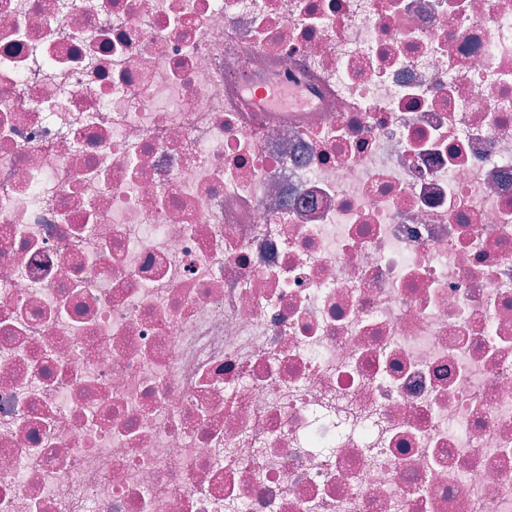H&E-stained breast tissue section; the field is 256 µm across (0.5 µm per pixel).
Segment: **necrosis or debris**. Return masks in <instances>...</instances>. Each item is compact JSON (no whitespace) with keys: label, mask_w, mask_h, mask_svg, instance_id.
Masks as SVG:
<instances>
[{"label":"necrosis or debris","mask_w":512,"mask_h":512,"mask_svg":"<svg viewBox=\"0 0 512 512\" xmlns=\"http://www.w3.org/2000/svg\"><path fill=\"white\" fill-rule=\"evenodd\" d=\"M0 512H512V0H0Z\"/></svg>","instance_id":"necrosis-or-debris-1"}]
</instances>
